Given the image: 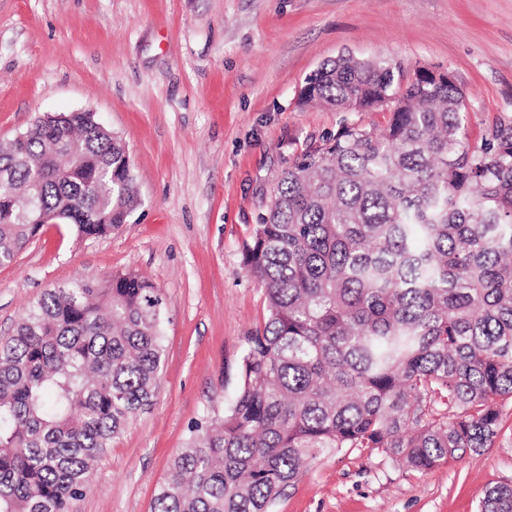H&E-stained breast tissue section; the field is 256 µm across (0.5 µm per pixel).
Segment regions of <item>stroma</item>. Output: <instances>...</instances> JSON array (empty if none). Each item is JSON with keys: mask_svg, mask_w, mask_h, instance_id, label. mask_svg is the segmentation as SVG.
I'll list each match as a JSON object with an SVG mask.
<instances>
[{"mask_svg": "<svg viewBox=\"0 0 512 512\" xmlns=\"http://www.w3.org/2000/svg\"><path fill=\"white\" fill-rule=\"evenodd\" d=\"M351 54L448 71L469 129L512 115V0H0V142L47 114L88 110L125 143L138 204L87 238L47 224L0 267V337L45 290L136 273L166 298L153 403L98 460L71 512H150L170 459L223 412L263 290L243 261L289 162L385 112L301 107L308 75ZM512 479V431L427 472L343 450L317 459L273 512H477Z\"/></svg>", "mask_w": 512, "mask_h": 512, "instance_id": "35a3bbf8", "label": "stroma"}]
</instances>
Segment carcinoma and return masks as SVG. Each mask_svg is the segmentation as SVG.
Returning <instances> with one entry per match:
<instances>
[{"mask_svg":"<svg viewBox=\"0 0 512 512\" xmlns=\"http://www.w3.org/2000/svg\"><path fill=\"white\" fill-rule=\"evenodd\" d=\"M298 103L387 112L283 170L244 247L266 315L222 413L195 423L152 512H272L344 448L432 470L494 447L512 401V116L480 138L453 78L342 55ZM32 197L19 215L16 201ZM138 202L122 140L68 112L0 144V266L56 215L86 237ZM165 298L134 274L46 290L0 337V512H70L150 405ZM478 512H512V480Z\"/></svg>","mask_w":512,"mask_h":512,"instance_id":"carcinoma-1","label":"carcinoma"}]
</instances>
